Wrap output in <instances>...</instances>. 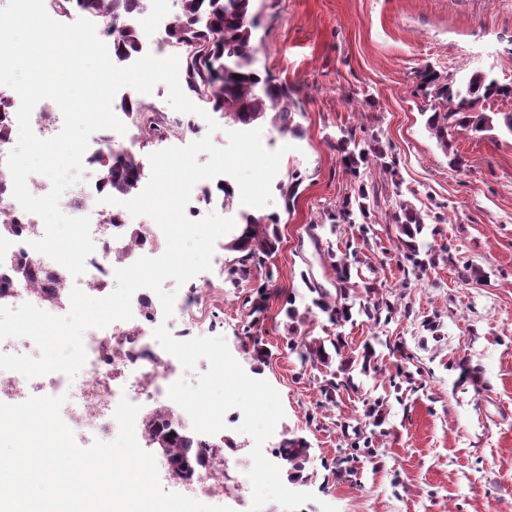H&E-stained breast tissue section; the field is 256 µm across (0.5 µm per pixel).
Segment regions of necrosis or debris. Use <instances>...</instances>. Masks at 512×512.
<instances>
[{
	"mask_svg": "<svg viewBox=\"0 0 512 512\" xmlns=\"http://www.w3.org/2000/svg\"><path fill=\"white\" fill-rule=\"evenodd\" d=\"M180 16L178 0H142L129 21L138 30L143 53L158 57L175 54L168 38L169 27ZM20 98L12 88L0 89V121L6 133L0 137V208L5 209L11 221L22 229L0 235V280L9 283V301L12 306L28 302L50 313L57 314L56 305L48 303L44 291L28 280L15 278L13 270L19 262H33L42 272L59 271V264L35 251L31 243L44 234L42 219L22 209L12 195L13 182L6 167V158L15 147L19 133L17 111ZM72 217L90 219V231L97 245L96 251L85 260V271L80 277L65 275V288L80 287L86 294L105 292L115 278L117 269L133 264L140 257H156L161 252L165 237L159 226H152L146 246L134 249L129 244L124 225L131 215L123 207L113 205L102 209L97 199L84 187H76L63 204ZM112 214L121 215L118 224L109 223ZM189 293L175 301L173 316L164 319L158 296L150 289L138 290L132 298V319L116 321L104 328H92L83 335L87 361L80 375L68 377L53 372L26 379L14 371H0V402L19 404L31 396L64 397L61 417L82 447L94 442H110L119 434L114 418L120 400L141 407H167L169 386L178 380L180 363L165 351L153 336L159 324H167L176 339H185L187 324H203L210 298L224 286V260L213 256L211 268L188 281ZM186 435L196 436L201 442V466L180 482L179 493L211 502H240L251 487L248 479L226 483L232 458L211 448V436L195 434L189 416H182Z\"/></svg>",
	"mask_w": 512,
	"mask_h": 512,
	"instance_id": "1",
	"label": "necrosis or debris"
}]
</instances>
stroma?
Masks as SVG:
<instances>
[{
  "instance_id": "1",
  "label": "stroma",
  "mask_w": 512,
  "mask_h": 512,
  "mask_svg": "<svg viewBox=\"0 0 512 512\" xmlns=\"http://www.w3.org/2000/svg\"><path fill=\"white\" fill-rule=\"evenodd\" d=\"M254 13L257 66L297 103L295 133L256 126L266 149L287 146L277 177L296 175L299 186L291 202L276 192L264 206L279 219L278 248L248 282L225 286L211 318L229 349L247 335L265 348V362L236 360L281 397L276 441L309 443L303 491L331 486L338 512H512V136L496 128L439 143L418 89L427 67L457 79L487 69L512 84V0H255ZM351 129L391 144L392 169L346 172L337 143ZM456 156L462 167L451 166ZM361 188L367 236L330 233L329 211ZM405 201L448 217L419 236L420 255L436 257L421 269L405 259L391 221ZM330 249L357 253L349 304L366 302L371 281L397 312L338 328L318 313L300 326L342 340L354 385L329 398L324 369L289 350L284 308L310 307L305 278L335 290ZM466 263L477 278H461ZM375 400L383 423L371 457L341 426H361Z\"/></svg>"
}]
</instances>
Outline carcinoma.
Here are the masks:
<instances>
[{"instance_id":"1","label":"carcinoma","mask_w":512,"mask_h":512,"mask_svg":"<svg viewBox=\"0 0 512 512\" xmlns=\"http://www.w3.org/2000/svg\"><path fill=\"white\" fill-rule=\"evenodd\" d=\"M140 0H49L55 12H67L78 8L88 13L103 15L116 24L114 54L120 59L139 52V33L129 26H118L126 15L139 7ZM255 0H181L182 16L170 27V42L184 51L186 60L187 87L203 101L213 103L224 110L226 123L231 127H246L267 116L276 124L283 135L295 132L292 125L290 95L288 88L277 84L269 76L261 75L255 67L254 9ZM419 90L429 100V113L426 125L431 134L442 142L448 137L462 132H483L493 128V117L484 111V101L495 95H511L512 87L498 82L490 73L474 72L455 79L435 70H425L419 74ZM134 113V126L138 134H152L162 126V118L157 112L145 110L140 103L129 99L124 102ZM341 161L346 170L353 172L362 162L369 159L382 160L387 156L381 140L357 139L356 132H347L341 144ZM142 159L129 153L114 154L107 151L100 161L101 184L112 192L123 196L135 193L141 174ZM367 218L362 204H354L347 196L340 200L336 209L328 215L330 232L346 224L358 228L365 236L370 225L356 224L357 217ZM241 233L227 243V250L237 253L225 269L227 279L233 283L242 282L251 276L252 267L277 250L280 242L278 220L271 215L242 214ZM405 248V258L415 266L426 261L418 258L416 238L426 228L424 217L413 205L405 202L393 214ZM330 266L336 274V293L332 294L317 281L305 280L308 291L313 294L312 307L299 312L294 306L286 309L292 321L305 322L313 315V309L326 317L327 321L339 326L352 318V306L346 303L351 279L349 255L337 259L332 251H327ZM16 276L31 281L39 279L51 282L45 291L50 302L61 301L62 285L58 277L36 272L32 269L15 270ZM392 314L393 309L385 302L374 301L363 304L358 315L377 324L382 312ZM288 348L302 363L331 366L332 357L327 352L325 340L310 338L292 333ZM152 420L144 424L149 442L152 445L164 444L168 455L192 465L200 464L192 441L184 435L178 418L169 409L151 412ZM282 457L290 464L289 477L303 478L308 461V444L302 439H287L281 446Z\"/></svg>"}]
</instances>
